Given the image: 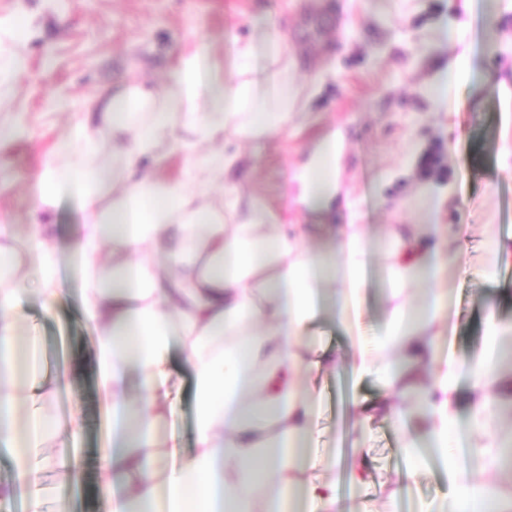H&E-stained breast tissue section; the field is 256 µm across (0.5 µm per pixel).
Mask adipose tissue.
I'll return each instance as SVG.
<instances>
[{
    "label": "adipose tissue",
    "instance_id": "1",
    "mask_svg": "<svg viewBox=\"0 0 512 512\" xmlns=\"http://www.w3.org/2000/svg\"><path fill=\"white\" fill-rule=\"evenodd\" d=\"M22 41L15 23L0 21V85L24 74ZM233 57L228 81L206 69L198 49L180 56L165 89L137 78L102 89L46 162L26 235L0 223V447L12 466L0 495L32 489L29 512H42L36 450L81 423L79 410L55 414L58 382L41 375L37 343L24 340L18 312L27 290L47 312L65 293L53 220L71 199L80 215L73 247L83 316L96 331L98 386L112 411L98 477L112 512H365L340 499L332 473L308 476L314 407L302 381L343 362L361 377L381 373L388 396L420 387V410L385 400L353 403L351 412L361 421L381 414L398 427L415 420L404 451L439 460L446 512H476L487 473L499 468L498 410L512 396V375L493 354L507 330L496 318L487 320L482 355L462 363L443 351L448 292L439 281L444 266L465 263V245L446 250L452 230L437 224L430 197L428 237L389 226L383 317L364 338L375 255L365 225L332 224L317 253L305 245L309 226L272 223L260 201L217 203L202 190L240 163L225 141L278 134L295 109L285 43L238 42ZM103 132L112 138L108 164L96 149ZM187 132L196 154L182 178L156 181L154 165L183 147ZM342 142L330 132L292 177L296 202L325 221L344 195ZM162 251L170 265L158 263ZM327 311L349 341L344 354L308 346L309 328ZM175 351L191 369L194 395L195 446L183 455L161 439ZM460 428L479 470L455 459L450 437ZM173 454L176 465L159 466Z\"/></svg>",
    "mask_w": 512,
    "mask_h": 512
}]
</instances>
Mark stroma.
<instances>
[{
  "instance_id": "obj_1",
  "label": "stroma",
  "mask_w": 512,
  "mask_h": 512,
  "mask_svg": "<svg viewBox=\"0 0 512 512\" xmlns=\"http://www.w3.org/2000/svg\"><path fill=\"white\" fill-rule=\"evenodd\" d=\"M272 16L295 57L301 107L275 137L225 142L249 171L243 192L289 222L316 223L314 214L287 208L284 185L335 129L343 133L340 166L357 221L374 238L388 225L419 223V211L404 201L430 188L439 192L442 223L460 227L468 245L464 268H449L443 283L445 348L464 360L479 354L488 314L512 323V255L496 256L485 243L492 231L512 235V0H0V18L26 26L28 65L0 103L18 127L14 142L0 148V181L8 184L0 213L26 223L46 160L97 91L123 75L164 87L177 53L201 45L207 64L231 76L230 38L269 33ZM450 23L456 38L449 43L441 31ZM467 55L481 62V87L455 70ZM443 79L447 96L432 100L429 87ZM78 221L76 204L63 201L54 222L64 298L47 314L30 292L20 309L23 330L40 339L44 374L79 368L58 402L81 406V427L67 445L77 453L83 482L56 486L55 455L43 453L44 512L112 509L96 484L111 421L98 391L93 332L83 319L81 267L72 250ZM170 387L176 401L166 434L188 450L194 400L182 361L174 363ZM308 387L316 409L313 460L332 455L345 464L358 439L371 461L366 488L344 479L341 496L362 495L369 512H437L446 491L438 464L409 460L401 451L404 433L390 421L363 424L348 413L352 399L380 398L379 376L356 383L340 368Z\"/></svg>"
}]
</instances>
